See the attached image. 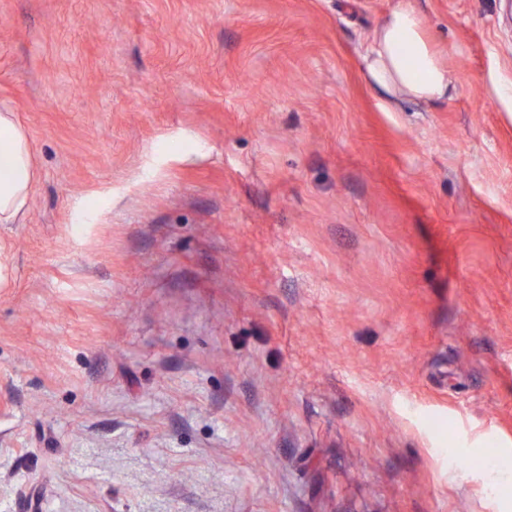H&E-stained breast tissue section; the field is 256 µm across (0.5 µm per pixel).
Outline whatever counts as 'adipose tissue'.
Segmentation results:
<instances>
[{"instance_id":"obj_1","label":"adipose tissue","mask_w":512,"mask_h":512,"mask_svg":"<svg viewBox=\"0 0 512 512\" xmlns=\"http://www.w3.org/2000/svg\"><path fill=\"white\" fill-rule=\"evenodd\" d=\"M364 66L370 85L390 102L436 103L456 80L430 48L411 0H400L376 28ZM36 179L25 132L14 112L0 108V224L25 221Z\"/></svg>"}]
</instances>
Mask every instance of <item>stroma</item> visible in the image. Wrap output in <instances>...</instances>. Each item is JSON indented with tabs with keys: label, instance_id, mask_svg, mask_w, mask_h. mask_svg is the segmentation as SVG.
<instances>
[{
	"label": "stroma",
	"instance_id": "35a3bbf8",
	"mask_svg": "<svg viewBox=\"0 0 512 512\" xmlns=\"http://www.w3.org/2000/svg\"><path fill=\"white\" fill-rule=\"evenodd\" d=\"M0 0V512H512V19L412 0ZM364 66L370 85L389 103L402 98L442 101L456 80L430 48L421 18L409 0H400L376 28ZM37 179L28 138L14 112L0 108V224H22Z\"/></svg>",
	"mask_w": 512,
	"mask_h": 512
}]
</instances>
